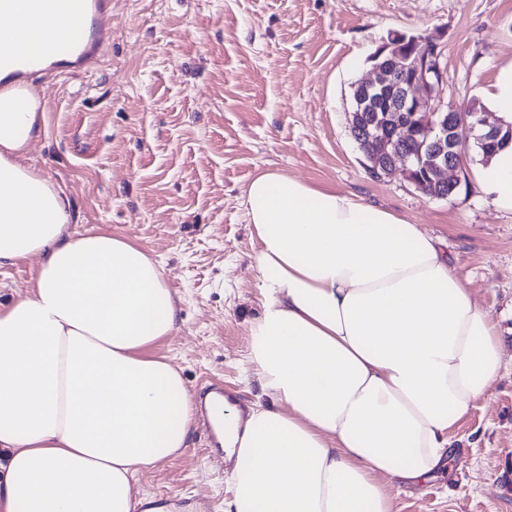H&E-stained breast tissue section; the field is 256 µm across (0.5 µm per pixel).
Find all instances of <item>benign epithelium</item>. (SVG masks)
Instances as JSON below:
<instances>
[{"label": "benign epithelium", "mask_w": 512, "mask_h": 512, "mask_svg": "<svg viewBox=\"0 0 512 512\" xmlns=\"http://www.w3.org/2000/svg\"><path fill=\"white\" fill-rule=\"evenodd\" d=\"M373 77L354 85L348 122L352 137L363 154H368L375 135H366L362 113H381L377 131L384 138L385 157L374 169L377 178L398 169L416 190L436 199L456 195L462 186V167L456 157L462 154L460 130L482 129L494 138L502 121L491 123L476 103L461 106L444 99L443 53L429 36L388 34L369 57ZM416 142L412 156L395 149L396 144ZM439 146L431 183L422 181L416 158Z\"/></svg>", "instance_id": "7a95c632"}]
</instances>
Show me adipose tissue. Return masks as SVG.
Returning a JSON list of instances; mask_svg holds the SVG:
<instances>
[{
  "label": "adipose tissue",
  "instance_id": "obj_1",
  "mask_svg": "<svg viewBox=\"0 0 512 512\" xmlns=\"http://www.w3.org/2000/svg\"><path fill=\"white\" fill-rule=\"evenodd\" d=\"M46 112L0 90V266L40 262L0 306V512H136L133 477L187 446L192 397L152 355L178 311L161 265L71 229L65 191L25 162ZM512 211V145L477 176ZM263 296L250 360L276 408L224 434L228 512H394L430 480L502 365L496 325L419 225L276 171L244 189Z\"/></svg>",
  "mask_w": 512,
  "mask_h": 512
}]
</instances>
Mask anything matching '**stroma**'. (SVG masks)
I'll return each instance as SVG.
<instances>
[{
  "mask_svg": "<svg viewBox=\"0 0 512 512\" xmlns=\"http://www.w3.org/2000/svg\"><path fill=\"white\" fill-rule=\"evenodd\" d=\"M429 34L443 49L446 98L481 100L512 61V0H112L100 64L46 83V124L28 165L68 195L76 233L108 231L164 267L177 329L153 349L189 392L207 383L270 405L251 377L249 327L263 297L244 189L276 170L357 195L434 238L496 322L504 358L493 389L451 433L448 468L395 486L396 512H512V212L477 185L448 199L401 173L376 178L347 121L351 86L389 32ZM38 261L0 267V304L24 297ZM231 465L200 426L176 457L139 472L140 494L192 497L225 512Z\"/></svg>",
  "mask_w": 512,
  "mask_h": 512,
  "instance_id": "1",
  "label": "stroma"
}]
</instances>
